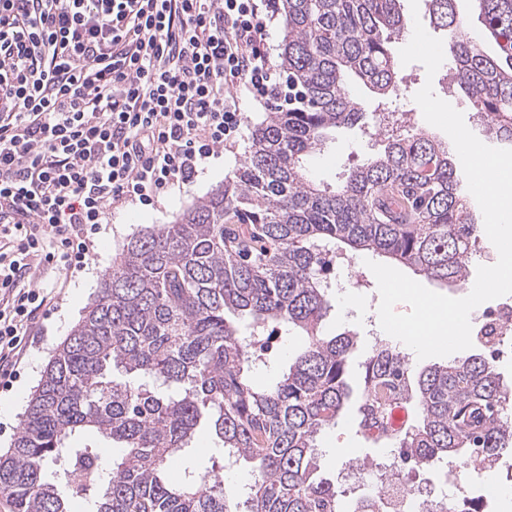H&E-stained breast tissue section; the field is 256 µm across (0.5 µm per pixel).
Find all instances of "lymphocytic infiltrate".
Returning a JSON list of instances; mask_svg holds the SVG:
<instances>
[{
	"label": "lymphocytic infiltrate",
	"instance_id": "lymphocytic-infiltrate-1",
	"mask_svg": "<svg viewBox=\"0 0 512 512\" xmlns=\"http://www.w3.org/2000/svg\"><path fill=\"white\" fill-rule=\"evenodd\" d=\"M278 0H0V377L52 297L32 270H83L108 209L193 181L281 97Z\"/></svg>",
	"mask_w": 512,
	"mask_h": 512
}]
</instances>
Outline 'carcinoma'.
I'll use <instances>...</instances> for the list:
<instances>
[{
    "mask_svg": "<svg viewBox=\"0 0 512 512\" xmlns=\"http://www.w3.org/2000/svg\"><path fill=\"white\" fill-rule=\"evenodd\" d=\"M477 121L512 140V0H477L488 54L466 38L456 0H429ZM281 67L293 105L250 134L237 171L169 224L130 237L112 272L57 346L0 454V497L14 512H366L321 474L319 439L350 402L355 337L321 335L336 254L367 250L438 283L468 285L481 239L448 146L389 133L384 149L338 182L309 160L327 131L365 116L350 79L386 96L400 0H284ZM306 336L288 371L263 388L256 343L268 328ZM360 432L425 465L492 464L512 448V407L485 351L416 369L387 343L362 363ZM208 429L251 481L228 488L190 460ZM86 435L120 449L103 462ZM184 465L179 482L171 464Z\"/></svg>",
    "mask_w": 512,
    "mask_h": 512,
    "instance_id": "obj_1",
    "label": "carcinoma"
}]
</instances>
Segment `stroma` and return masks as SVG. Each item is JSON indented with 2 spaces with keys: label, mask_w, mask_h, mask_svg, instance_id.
<instances>
[{
  "label": "stroma",
  "mask_w": 512,
  "mask_h": 512,
  "mask_svg": "<svg viewBox=\"0 0 512 512\" xmlns=\"http://www.w3.org/2000/svg\"><path fill=\"white\" fill-rule=\"evenodd\" d=\"M397 73L398 85L389 99H379L365 87H357L365 112L399 107L408 112L411 128L445 140V133L424 120L420 107L413 100L414 94L429 80L435 94L463 113L472 132H479L480 125L471 103L452 76L450 62H443L431 79L427 78L424 66L418 62L398 66ZM242 110L245 121L240 133L225 143L223 151L204 165L193 182L174 189L155 206L128 205L108 212L95 239L92 263L85 270L65 277L58 299L39 311L32 327V343L18 367L13 385L0 388V450L9 448L43 368L56 346L69 335L85 308L96 297L102 277L111 271L112 260L125 240L145 227L172 222L176 214L206 197L226 175L242 166L251 129L266 119L270 107L246 97L242 100ZM382 148L383 141L376 135L372 124L361 123L330 130L320 155L314 161L317 175L328 182L339 180L347 169L375 156ZM364 260V255L355 256V270L360 281L347 283L343 291L337 293L334 307L322 327L327 336L348 330L356 333L357 345L351 357V384L357 392L362 389L361 364L374 347L376 338L383 335L378 317L380 295L377 282ZM320 448L323 469L331 478L351 462L376 461L389 453L388 448L362 436L356 413L351 409L323 434Z\"/></svg>",
  "instance_id": "stroma-1"
}]
</instances>
